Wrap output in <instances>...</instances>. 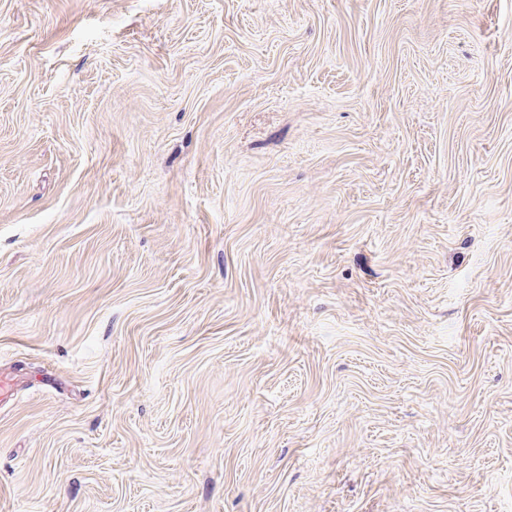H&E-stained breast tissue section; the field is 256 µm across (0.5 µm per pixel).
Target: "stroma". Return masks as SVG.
Masks as SVG:
<instances>
[{"mask_svg":"<svg viewBox=\"0 0 512 512\" xmlns=\"http://www.w3.org/2000/svg\"><path fill=\"white\" fill-rule=\"evenodd\" d=\"M0 512H512V0H0Z\"/></svg>","mask_w":512,"mask_h":512,"instance_id":"obj_1","label":"stroma"}]
</instances>
